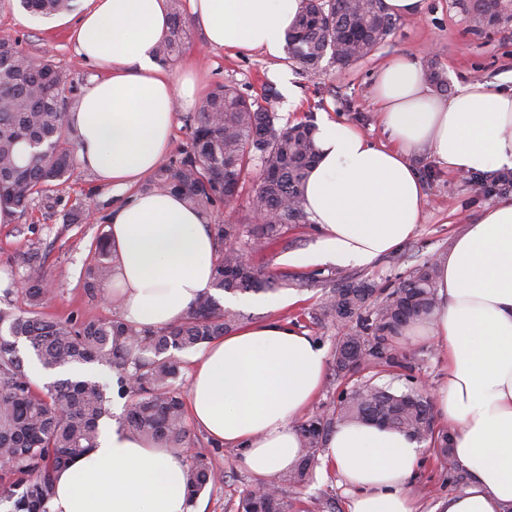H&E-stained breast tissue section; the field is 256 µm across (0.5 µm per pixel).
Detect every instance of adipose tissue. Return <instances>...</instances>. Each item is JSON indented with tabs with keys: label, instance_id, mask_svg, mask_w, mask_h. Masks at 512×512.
<instances>
[{
	"label": "adipose tissue",
	"instance_id": "ef3b65f1",
	"mask_svg": "<svg viewBox=\"0 0 512 512\" xmlns=\"http://www.w3.org/2000/svg\"><path fill=\"white\" fill-rule=\"evenodd\" d=\"M301 0H190L210 45L284 50ZM168 32L166 0H87L72 26L77 56L103 70L68 114L80 166L125 194L109 216L112 288L129 324L162 328L183 318L212 281L214 242L206 218L170 193L138 192L168 152L176 113L202 89L189 69L163 70L154 50ZM387 135L324 119L318 160L303 205L320 240L313 264H370L418 230L426 194L411 153L425 151L452 173L512 168V88L470 82L435 95L420 60L383 65L373 89ZM437 305L410 326L448 358L434 398L454 434L453 458L467 486L443 512H504L512 505V200L487 207L438 259ZM326 354L305 331L275 320L226 334L194 360L188 396L193 424L238 449L242 467L265 479L297 460L292 425L319 391ZM421 445L372 422L342 424L322 453L323 475L338 476L347 512H419L410 490ZM50 512H195L187 464L169 448L121 425L62 469Z\"/></svg>",
	"mask_w": 512,
	"mask_h": 512
}]
</instances>
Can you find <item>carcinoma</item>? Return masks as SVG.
<instances>
[{"label": "carcinoma", "mask_w": 512, "mask_h": 512, "mask_svg": "<svg viewBox=\"0 0 512 512\" xmlns=\"http://www.w3.org/2000/svg\"><path fill=\"white\" fill-rule=\"evenodd\" d=\"M304 6L286 35V60L310 75L322 71L324 58L337 69L370 55L397 29L384 0H303ZM34 16L68 14L76 0H19ZM474 24L495 27L512 18V0H470ZM185 21L171 16L170 32L155 50L168 62L181 48ZM77 91L70 75L44 58L32 67L23 61L15 40L0 36V196L26 210L46 199L72 175L78 142L69 128L63 88ZM275 87L264 86L260 97L232 85L212 91L193 118L190 144L179 155L162 160L146 189L174 191L185 203L208 212L217 204L234 208L249 166H260L261 180L249 207L264 222L210 224L214 241L213 288L226 293H257L288 285V275L264 273L243 260L237 243L265 248L288 230L306 222L304 187L316 161V123L277 125L272 102ZM94 260L84 287L92 297L112 277L110 234L100 232L90 246ZM437 262L412 272L376 306V292L367 280L342 279L322 294L315 324H333L347 312L346 330L334 351L336 376L345 377L372 364L411 369L400 347L405 329L435 306ZM54 282L41 265L12 278L4 295L19 293L24 306L0 307V505L8 512H49L57 472L97 446L100 425L109 417L108 386L94 377L76 374L37 387L24 369L20 348L53 372L97 364L118 375L119 389L132 397L124 418L128 430L168 448L187 444L185 401L179 388L180 354L196 350L238 327V314L211 291L201 293L180 321L167 327L137 328L119 317L59 321L41 312ZM378 418L384 425L418 442L429 441L441 466L452 458V433L435 430L429 398L414 387L397 392L388 385L364 382L342 392L335 416L314 415L297 429L299 462L277 479L239 497L235 512H293L288 488L306 484L319 448L331 429L342 422ZM221 475L207 457L188 465L191 501Z\"/></svg>", "instance_id": "1"}]
</instances>
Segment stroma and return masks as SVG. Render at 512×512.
Wrapping results in <instances>:
<instances>
[{"mask_svg":"<svg viewBox=\"0 0 512 512\" xmlns=\"http://www.w3.org/2000/svg\"><path fill=\"white\" fill-rule=\"evenodd\" d=\"M168 5L186 17L181 52L168 66L174 71L188 64L196 66L205 91L228 84L256 96L274 71L288 68L284 58H273L259 50L228 51L210 46L201 25L188 16V0H168ZM468 5L469 0H425L421 15L399 19L395 34L350 68L340 71L327 63L322 74L316 76L293 71L300 103L293 108L286 98L277 99L275 109L280 125L310 118L319 122L327 116L338 117L354 124L371 139L384 140L371 97L377 72L387 60L417 55L425 48L431 49L432 60L445 72L449 91H456L473 79L511 87L512 20L491 30L475 29ZM69 28L62 17H36L23 11L17 0H0V35L15 39L27 55L45 57L70 69L75 84L82 87L96 71L79 64L69 39ZM410 162L427 196L424 220L417 235L369 265L312 266L302 263L301 258L316 246L315 224L292 227L278 244L249 253L248 259L263 270L295 276V284L253 295L250 302L238 308L241 324L269 318L287 321L318 341L326 354H333L336 329L313 324L309 317L322 295L320 287L307 285L309 275L317 272L325 280L345 275L370 279L381 292H389L418 266L447 253L453 240L484 207L512 198L511 192L489 189L483 184L481 173L465 177L449 173L429 154L412 155ZM118 201V196L101 185L94 175L75 168L70 179L57 188L51 199L36 201L26 211L15 212L11 223L0 224V278L6 280L24 273L27 254H38L56 283L55 293L43 308L46 316L64 319L74 314L90 319L109 315L103 299L111 295V285L103 286L102 298H91L84 288V272L91 260V241L97 233L108 230V212ZM81 202L92 206L94 222L72 223L71 213ZM276 298L281 299V307H273L272 301ZM405 346L412 357V374L417 387L434 394L448 378L445 355L430 342L409 340ZM368 379L396 390L403 389L406 383L404 377L379 365L360 371L349 381L337 378L330 368L307 409L308 414L331 413L348 382L360 383ZM180 453L187 461L200 453L207 455L223 476L222 481L201 493L196 501L198 512H233L239 495L256 484L255 478L240 467L236 449L219 445L198 428H191L188 443ZM424 455L425 464L413 480L412 490L424 512H432L440 499L453 493L454 487L438 468L432 448H425ZM288 497L296 512H320L318 502L324 497L330 499L334 512H346L347 496L332 477L313 476L304 487L289 490Z\"/></svg>","mask_w":512,"mask_h":512,"instance_id":"1","label":"stroma"}]
</instances>
